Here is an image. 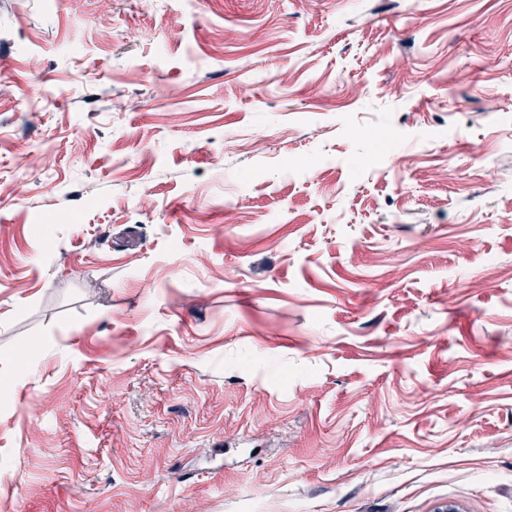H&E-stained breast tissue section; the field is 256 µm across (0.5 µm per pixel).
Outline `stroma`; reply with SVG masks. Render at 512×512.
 Returning a JSON list of instances; mask_svg holds the SVG:
<instances>
[{
	"instance_id": "obj_1",
	"label": "stroma",
	"mask_w": 512,
	"mask_h": 512,
	"mask_svg": "<svg viewBox=\"0 0 512 512\" xmlns=\"http://www.w3.org/2000/svg\"><path fill=\"white\" fill-rule=\"evenodd\" d=\"M508 268L512 0H0V512H512Z\"/></svg>"
}]
</instances>
